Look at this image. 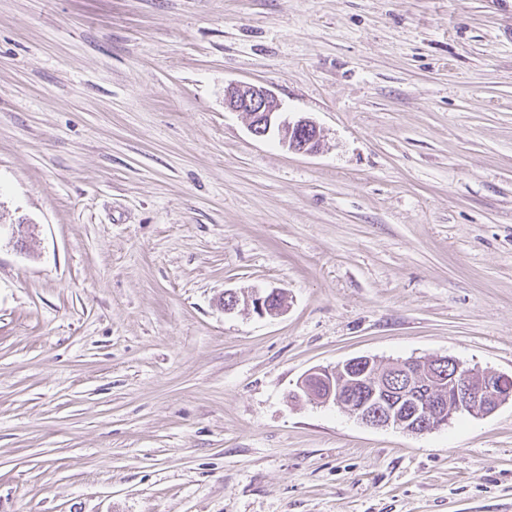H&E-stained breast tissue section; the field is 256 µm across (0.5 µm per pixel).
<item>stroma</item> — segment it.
<instances>
[{
	"label": "stroma",
	"instance_id": "35a3bbf8",
	"mask_svg": "<svg viewBox=\"0 0 512 512\" xmlns=\"http://www.w3.org/2000/svg\"><path fill=\"white\" fill-rule=\"evenodd\" d=\"M432 355L512 376V0H0V512H512V401L292 396ZM224 106L245 113L250 132L258 138L277 137L282 146L298 153H312L320 144V132L308 119L282 118L279 104L270 90L247 84L229 85L224 91ZM279 290L272 289L269 292L254 291L244 299L246 309H252L259 317H276L282 314L283 305L279 308L270 307V295H278ZM414 360L382 370L374 359L356 357L336 366L313 368L297 387L320 403L341 407L368 426H395L412 434L436 430L458 412L491 414L512 397L501 391L497 373L466 367L448 356L431 358L432 370L424 372L419 367L422 359ZM337 371L352 380L355 392H343L336 385ZM322 385L326 390L317 396Z\"/></svg>",
	"mask_w": 512,
	"mask_h": 512
}]
</instances>
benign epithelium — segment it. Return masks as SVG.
I'll list each match as a JSON object with an SVG mask.
<instances>
[{
	"instance_id": "benign-epithelium-1",
	"label": "benign epithelium",
	"mask_w": 512,
	"mask_h": 512,
	"mask_svg": "<svg viewBox=\"0 0 512 512\" xmlns=\"http://www.w3.org/2000/svg\"><path fill=\"white\" fill-rule=\"evenodd\" d=\"M224 106L249 119L250 132L258 138L276 137L298 153H312L320 144V132L308 119L282 117L270 90L234 84L224 91ZM279 290L254 291L245 299L232 294L233 305L243 302L260 317H276L283 308L270 307V296ZM499 374L464 366L448 356L432 358V370L419 362L400 361L382 370L369 357H356L331 367H315L298 382V389L321 403H333L364 424L382 428L395 426L422 434L440 428L454 414L495 412L512 397L502 392Z\"/></svg>"
}]
</instances>
